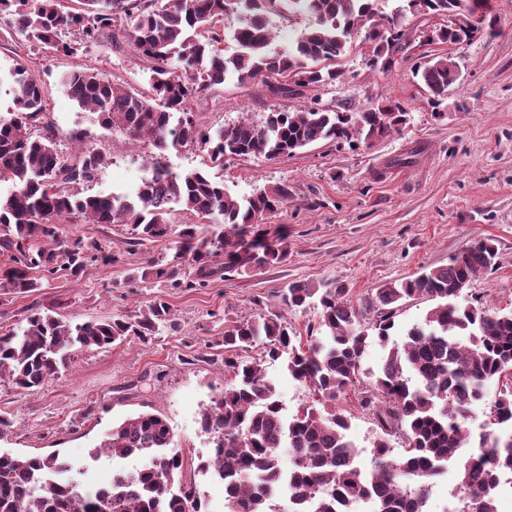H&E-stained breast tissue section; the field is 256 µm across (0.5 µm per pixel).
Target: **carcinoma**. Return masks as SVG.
I'll return each instance as SVG.
<instances>
[{"label":"carcinoma","mask_w":512,"mask_h":512,"mask_svg":"<svg viewBox=\"0 0 512 512\" xmlns=\"http://www.w3.org/2000/svg\"><path fill=\"white\" fill-rule=\"evenodd\" d=\"M288 2L309 17L294 50L273 53L268 16L274 4ZM399 12L384 15L378 0H81L78 12L63 10L62 0H0V29L58 53L76 50L62 40L73 30L94 41L121 15L133 19L127 37L150 63V93L135 94L112 84L94 69L76 70L66 81L69 96L97 114L99 124L130 139L146 140L159 150L150 176L134 194L87 195L105 163L101 150L84 151L67 164L52 135L33 136L29 122L45 113L40 82L23 65L0 78L13 101L0 116V180L14 191L0 199V253L13 266L0 275V295L40 287L30 276L65 271L79 278L88 262L116 261L97 243L88 247L60 234L64 222L129 224L138 243L167 238L168 215L177 205L196 217L182 225L169 260H153L133 275L158 288H190L186 268L197 276L214 274V258L224 255V271L247 272L288 259L286 238L265 242L268 223L288 203V185L265 188L238 200L224 192L209 169L224 158L263 154L290 157L320 142L359 144L389 136L405 124L400 105L339 110L315 98L297 112L272 111L262 124L240 120L212 134L187 110L205 90L224 84L227 72L242 84L260 86L273 96L303 97L340 79L339 60L349 53L351 31L365 30L367 64L387 70L406 58L404 15L475 16L473 27L443 25L430 43L467 46L476 36H492L498 18L489 0H406ZM228 15L239 18L236 51L227 56L212 28ZM420 88L442 117L440 107L460 77L446 54H433L414 71ZM182 113L177 123L173 114ZM196 145L206 152L204 167L173 174L161 164L164 152ZM222 217L229 231L205 219ZM497 246L483 239L453 256L448 265L410 280H394L355 303L349 289L295 281L272 300H257L259 312L224 318V375L228 380L200 415V430L213 448L197 469L229 488L228 512H272L274 497L290 492L313 496L314 512H354L364 499L375 512H426L431 480L450 465L460 470L453 492L459 507L451 512H497L500 476L512 474V387L499 391L489 424L499 431L480 435L471 447L469 421L487 384L512 374V310L490 312L463 303L477 274L491 268ZM426 297L435 305L424 324L406 331L402 347L389 350L369 388L361 381L362 358L375 337L387 345L395 317L409 299ZM316 309L307 336L297 335L288 313ZM166 301L157 298L138 314L71 324L53 310L28 309L20 331L0 333V382L30 390L69 371L75 354L93 353L129 338L147 341L164 328L176 329ZM375 331L369 335L368 330ZM260 348L256 357L251 351ZM287 356L288 372L315 399L287 415L267 377L265 360ZM373 416L376 429L373 466L364 471L348 434L350 417L342 402ZM404 444L394 454L392 439ZM173 433L159 414L141 413L112 427L88 460L106 456L112 463L143 459L135 470L112 469L105 492L83 487L71 464L57 453L35 457L0 456V512H207L204 493L185 484L184 459L169 451Z\"/></svg>","instance_id":"cac0c4a2"}]
</instances>
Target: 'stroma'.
Masks as SVG:
<instances>
[{
	"label": "stroma",
	"mask_w": 512,
	"mask_h": 512,
	"mask_svg": "<svg viewBox=\"0 0 512 512\" xmlns=\"http://www.w3.org/2000/svg\"><path fill=\"white\" fill-rule=\"evenodd\" d=\"M489 3L499 19L494 36L460 49L430 45L426 33L440 26V18L411 15L406 20L410 60L384 72L371 69L356 41L341 61V80L313 92L332 109L401 104L407 123L399 132L355 148L320 143L289 158L254 155L225 162L224 190L230 196L287 184L288 204L265 226L269 238L286 235V262L217 274L202 287L162 290L128 275L172 255V237L135 245L125 224L65 225L69 238L109 245L119 262L87 264L77 280L58 273L33 293L0 295V328L15 327L34 304L60 306L66 319L78 323L134 315L160 296L179 329L80 356L71 372L31 392L0 383V416L12 421L11 434L0 440V455L57 452L82 462L112 426L142 412L158 413L173 432V452L186 461L184 479L197 482L208 512H227L223 485L197 472L210 449L198 419L224 384L218 340L225 317L254 313L257 297H272L293 281L337 282L358 301L386 282L446 265L484 238L494 239L498 255L465 297L490 311L512 309V0ZM128 25V19L118 20L111 37L79 45L69 55L0 31V73L21 64L41 82L45 118L62 159L78 160L81 146L106 153L97 179L85 188L89 194L134 190L156 154L150 143L100 126L62 86L67 73L93 68L122 88L148 91L150 65L127 40ZM434 53L451 55L460 65L440 121L411 72L413 62ZM302 104L240 84L230 74L223 85L191 100L189 109L216 130L244 117L260 124L270 111L292 112Z\"/></svg>",
	"instance_id": "1"
}]
</instances>
